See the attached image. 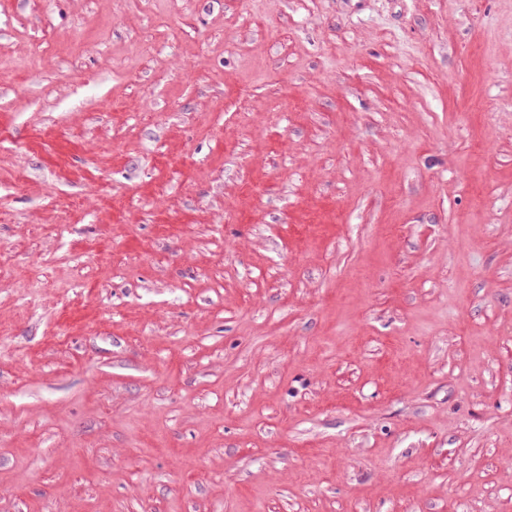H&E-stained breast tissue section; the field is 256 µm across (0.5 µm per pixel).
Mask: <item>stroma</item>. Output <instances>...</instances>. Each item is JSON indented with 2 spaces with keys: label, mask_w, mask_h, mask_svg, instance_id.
<instances>
[{
  "label": "stroma",
  "mask_w": 512,
  "mask_h": 512,
  "mask_svg": "<svg viewBox=\"0 0 512 512\" xmlns=\"http://www.w3.org/2000/svg\"><path fill=\"white\" fill-rule=\"evenodd\" d=\"M0 512H512V0H0Z\"/></svg>",
  "instance_id": "1"
}]
</instances>
